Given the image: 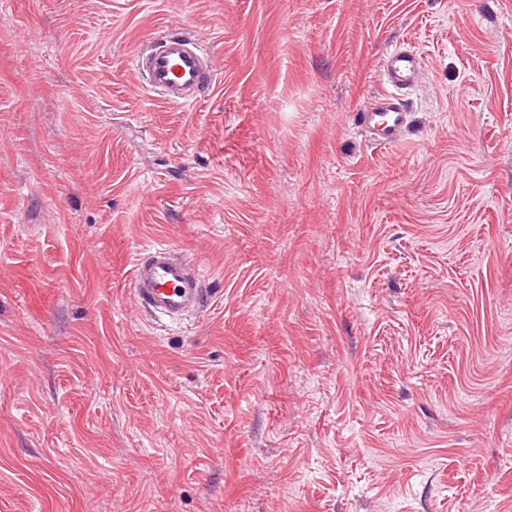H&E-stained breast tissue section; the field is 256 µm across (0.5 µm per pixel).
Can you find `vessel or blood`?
I'll use <instances>...</instances> for the list:
<instances>
[{
	"label": "vessel or blood",
	"mask_w": 512,
	"mask_h": 512,
	"mask_svg": "<svg viewBox=\"0 0 512 512\" xmlns=\"http://www.w3.org/2000/svg\"><path fill=\"white\" fill-rule=\"evenodd\" d=\"M134 62L148 90L174 106H194L213 81L209 54L184 32L156 38L135 55ZM418 66L419 56L410 49L396 48L383 57L379 72L386 90L358 115L360 126L374 143L396 141L407 119L405 92L412 88ZM133 290L146 310L170 319L197 310L205 297L200 266L165 244L153 245L138 257Z\"/></svg>",
	"instance_id": "obj_1"
}]
</instances>
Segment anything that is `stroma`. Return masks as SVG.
<instances>
[{
    "label": "stroma",
    "instance_id": "35a3bbf8",
    "mask_svg": "<svg viewBox=\"0 0 512 512\" xmlns=\"http://www.w3.org/2000/svg\"><path fill=\"white\" fill-rule=\"evenodd\" d=\"M0 512H512V0H0ZM146 87L168 104L191 107L213 81L210 56L184 32H168L134 57ZM419 60L417 52L405 48L393 49L382 58L379 72L386 91L358 114L359 125L374 143L395 142L405 125L408 109L404 93L414 84ZM132 284L138 302L157 317L178 319L197 310L205 297L201 267L166 244L138 257Z\"/></svg>",
    "mask_w": 512,
    "mask_h": 512
}]
</instances>
